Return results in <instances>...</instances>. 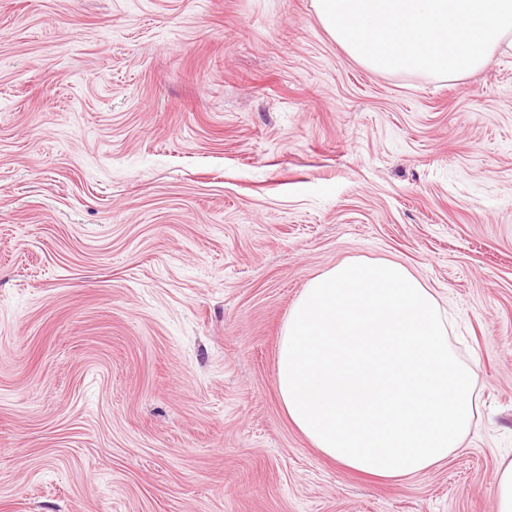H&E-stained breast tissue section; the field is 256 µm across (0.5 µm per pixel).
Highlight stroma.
Returning a JSON list of instances; mask_svg holds the SVG:
<instances>
[{
	"label": "stroma",
	"mask_w": 512,
	"mask_h": 512,
	"mask_svg": "<svg viewBox=\"0 0 512 512\" xmlns=\"http://www.w3.org/2000/svg\"><path fill=\"white\" fill-rule=\"evenodd\" d=\"M403 264L477 424L399 483L275 387L288 314ZM512 460V56L377 74L313 0H0V512H494Z\"/></svg>",
	"instance_id": "stroma-1"
}]
</instances>
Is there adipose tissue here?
<instances>
[{"label": "adipose tissue", "instance_id": "ef3b65f1", "mask_svg": "<svg viewBox=\"0 0 512 512\" xmlns=\"http://www.w3.org/2000/svg\"><path fill=\"white\" fill-rule=\"evenodd\" d=\"M430 288L394 261H349L294 303L276 359L291 423L347 471L402 482L460 448L478 373Z\"/></svg>", "mask_w": 512, "mask_h": 512}]
</instances>
